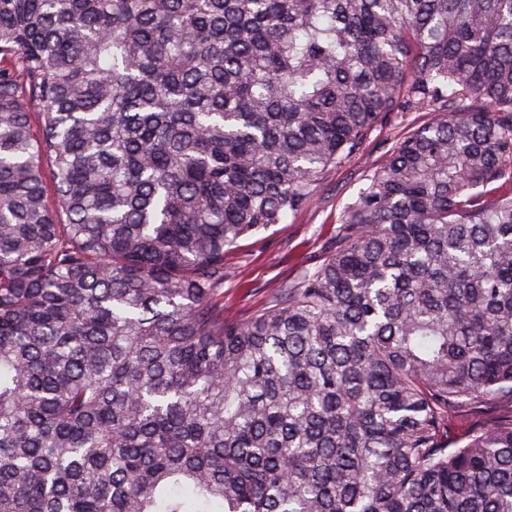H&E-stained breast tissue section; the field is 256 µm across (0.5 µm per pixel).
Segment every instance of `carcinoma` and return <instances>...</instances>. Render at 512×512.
<instances>
[{
	"instance_id": "1",
	"label": "carcinoma",
	"mask_w": 512,
	"mask_h": 512,
	"mask_svg": "<svg viewBox=\"0 0 512 512\" xmlns=\"http://www.w3.org/2000/svg\"><path fill=\"white\" fill-rule=\"evenodd\" d=\"M38 106L32 112L29 104ZM433 110L244 321L224 260ZM512 0H0V512H512ZM509 401H498L491 404H483L478 407L468 408L455 413L453 422L460 431L467 430L477 424L494 417L507 415L510 412Z\"/></svg>"
}]
</instances>
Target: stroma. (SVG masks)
<instances>
[{"label": "stroma", "mask_w": 512, "mask_h": 512, "mask_svg": "<svg viewBox=\"0 0 512 512\" xmlns=\"http://www.w3.org/2000/svg\"><path fill=\"white\" fill-rule=\"evenodd\" d=\"M434 117V112L423 110L385 118L357 154L325 173L302 210L267 231L240 240L225 262V318H249L267 307L277 288L292 281L302 268L320 265L335 250L341 216L370 173L399 142Z\"/></svg>", "instance_id": "1"}]
</instances>
